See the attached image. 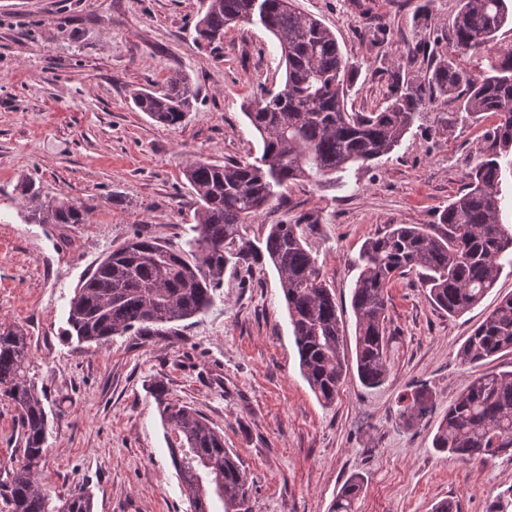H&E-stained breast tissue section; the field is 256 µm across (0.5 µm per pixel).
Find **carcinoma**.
Here are the masks:
<instances>
[{
  "label": "carcinoma",
  "mask_w": 512,
  "mask_h": 512,
  "mask_svg": "<svg viewBox=\"0 0 512 512\" xmlns=\"http://www.w3.org/2000/svg\"><path fill=\"white\" fill-rule=\"evenodd\" d=\"M240 23L268 31L285 65L280 86L263 89L244 106L261 151L250 160L222 164L199 157L186 163L183 175L197 200L195 236L183 244L136 236L112 250L76 288L66 335L100 345L114 336L191 319L212 307L224 269L247 272L268 260L279 277L301 372L317 399L329 405L347 378L335 291L298 225L267 224L255 241L245 234V225L271 213L284 190L297 182L323 189L345 185L352 168L389 156L438 99L456 100L468 116L495 118L464 188L440 215L443 231L432 224H394L360 252L350 301L357 376L368 387L383 384L387 288L394 279L416 277L432 304L458 315L477 306L504 272L512 273V227L501 222L508 205L502 177L512 174V44H494L497 33L512 25V8L507 0H459L452 53L480 56L479 69L447 57L413 79L396 64L386 104L374 112L348 111L354 67L335 33L301 11L296 0H206L195 25L197 42L218 45L224 30ZM196 96L191 77L173 69L162 88L139 90L133 102L155 122L177 127ZM21 194L29 203L30 224H82L89 211L83 203L42 201L29 181L21 184ZM503 351L512 352V295L500 300L461 347L459 359L471 378L439 424L435 448L462 461L512 454V371L481 370ZM154 393L171 429L170 458L192 512H212L213 499L221 502L222 512H252L246 505L251 500L247 474L224 448V435L191 407L164 401L163 381L155 382ZM0 395L17 410L21 430L20 457L0 479V500L8 512H93L84 492L56 504L41 483L49 420L30 343L19 325L0 327ZM428 409L429 396L418 389L403 415L421 418ZM362 490V478L350 477L332 512H354Z\"/></svg>",
  "instance_id": "obj_1"
}]
</instances>
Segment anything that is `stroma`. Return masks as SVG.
Returning <instances> with one entry per match:
<instances>
[{
    "label": "stroma",
    "mask_w": 512,
    "mask_h": 512,
    "mask_svg": "<svg viewBox=\"0 0 512 512\" xmlns=\"http://www.w3.org/2000/svg\"><path fill=\"white\" fill-rule=\"evenodd\" d=\"M336 35L356 70L347 107L379 109L390 66L423 76L448 52L458 0H298ZM201 0H0V322L28 332L51 418L42 485L51 498L76 489L94 512H191L168 453L171 430L152 386L199 411L245 469L253 512H330L346 480H363L355 512H431L443 499L487 512L512 486V457L463 462L433 446L469 370L458 352L502 297L512 275L473 309L450 315L415 278L388 288L390 373L377 387L349 373L321 405L299 370L288 312L271 265L226 269L205 314L160 335L116 336L92 348L63 331L77 285L115 247L140 233L193 236L195 200L182 170L197 156L257 155L243 103L283 78L269 32L240 24L217 52L198 49ZM384 45H373L377 27ZM429 54L412 56L416 45ZM198 91L185 124L169 128L135 109L134 90L172 69ZM489 119H462L437 101L381 162L350 171L345 187L292 186L265 222H300L342 313L354 357L350 297L359 253L393 224H435L484 147ZM44 200L84 201L82 224L26 223L21 180ZM432 411L403 415L416 385Z\"/></svg>",
    "instance_id": "obj_1"
}]
</instances>
